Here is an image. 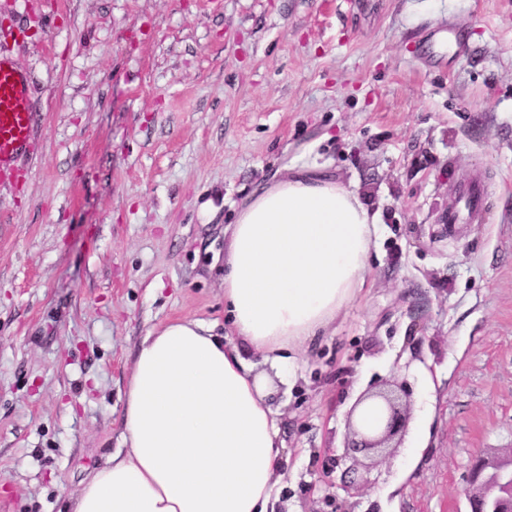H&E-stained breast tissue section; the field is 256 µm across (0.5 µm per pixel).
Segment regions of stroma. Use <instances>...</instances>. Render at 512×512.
Instances as JSON below:
<instances>
[{"mask_svg": "<svg viewBox=\"0 0 512 512\" xmlns=\"http://www.w3.org/2000/svg\"><path fill=\"white\" fill-rule=\"evenodd\" d=\"M466 35L434 52L436 25ZM35 143L0 181V512H61L123 447L147 334L224 324V232L326 162L379 217L366 283L271 398L275 512H468L512 448V0H0ZM484 179L483 223L445 229ZM402 386L423 447L342 460L363 392ZM496 476L507 497V505L512 504V448H498L477 455L466 479L464 493L470 512H481V505L487 502L488 479ZM488 512H498L501 504L494 499L486 503Z\"/></svg>", "mask_w": 512, "mask_h": 512, "instance_id": "1", "label": "stroma"}]
</instances>
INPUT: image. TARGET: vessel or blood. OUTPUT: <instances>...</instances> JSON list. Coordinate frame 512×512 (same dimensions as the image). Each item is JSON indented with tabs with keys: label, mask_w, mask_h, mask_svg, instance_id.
I'll return each mask as SVG.
<instances>
[{
	"label": "vessel or blood",
	"mask_w": 512,
	"mask_h": 512,
	"mask_svg": "<svg viewBox=\"0 0 512 512\" xmlns=\"http://www.w3.org/2000/svg\"><path fill=\"white\" fill-rule=\"evenodd\" d=\"M34 132L26 75L14 61L0 55V176L16 173L17 161L33 148ZM489 194V186L477 179L463 186V208L449 213V223L462 224L482 217Z\"/></svg>",
	"instance_id": "1"
}]
</instances>
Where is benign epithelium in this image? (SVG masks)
I'll list each match as a JSON object with an SVG mask.
<instances>
[{
    "mask_svg": "<svg viewBox=\"0 0 512 512\" xmlns=\"http://www.w3.org/2000/svg\"><path fill=\"white\" fill-rule=\"evenodd\" d=\"M368 405L376 408L378 418L373 424H366L356 418L361 407ZM410 417L409 403L395 390H369L363 393L347 413V430L353 448L367 455H378L399 441L404 435ZM496 476L512 504V448H498L477 455L466 479L464 493L470 512H481V505L487 502L488 479Z\"/></svg>",
    "mask_w": 512,
    "mask_h": 512,
    "instance_id": "obj_1",
    "label": "benign epithelium"
}]
</instances>
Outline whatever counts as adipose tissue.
Returning a JSON list of instances; mask_svg holds the SVG:
<instances>
[{"label":"adipose tissue","instance_id":"1","mask_svg":"<svg viewBox=\"0 0 512 512\" xmlns=\"http://www.w3.org/2000/svg\"><path fill=\"white\" fill-rule=\"evenodd\" d=\"M377 218L312 164L257 188L224 246L232 341L174 320L138 348L124 393L125 448L64 512H273L281 442L271 381L365 284Z\"/></svg>","mask_w":512,"mask_h":512}]
</instances>
